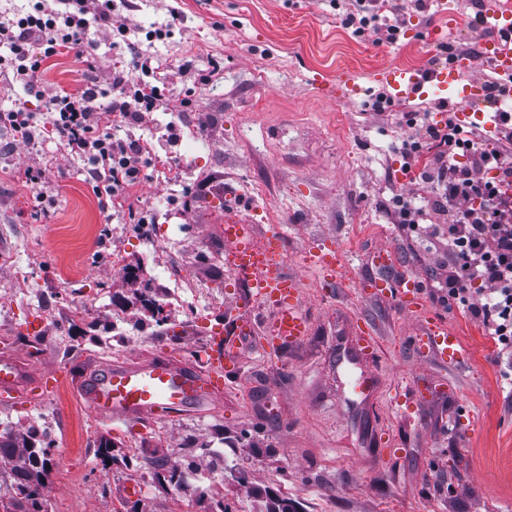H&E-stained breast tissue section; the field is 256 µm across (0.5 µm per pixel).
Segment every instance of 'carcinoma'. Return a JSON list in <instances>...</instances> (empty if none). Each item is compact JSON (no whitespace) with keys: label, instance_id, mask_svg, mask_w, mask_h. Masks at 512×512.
Returning a JSON list of instances; mask_svg holds the SVG:
<instances>
[{"label":"carcinoma","instance_id":"1","mask_svg":"<svg viewBox=\"0 0 512 512\" xmlns=\"http://www.w3.org/2000/svg\"><path fill=\"white\" fill-rule=\"evenodd\" d=\"M49 447H18L12 436L0 434V464L14 474L10 485L0 487V504L12 506L16 512H45L40 489L46 471Z\"/></svg>","mask_w":512,"mask_h":512}]
</instances>
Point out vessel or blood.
Listing matches in <instances>:
<instances>
[{"label":"vessel or blood","instance_id":"vessel-or-blood-1","mask_svg":"<svg viewBox=\"0 0 512 512\" xmlns=\"http://www.w3.org/2000/svg\"><path fill=\"white\" fill-rule=\"evenodd\" d=\"M484 56L498 73L512 76V38L485 43ZM473 65V58L462 54L450 70L434 71L428 78L400 67L383 68L375 78L399 98L444 97L456 74L469 71ZM284 247L281 231L271 229L266 238V260L257 264L253 273L251 297L271 312L274 340L299 344L309 334V320L302 302L303 281L289 275L282 266ZM340 262V255L314 249L306 257L307 267L322 274L337 271ZM391 286L403 312L425 308L426 296L418 281L403 278ZM416 345L420 354H433L451 365L466 357L459 336L438 323L432 324ZM75 384L91 411L104 421L149 423L188 410L206 412L213 409L223 391L224 338L221 332H213L206 348L190 362L171 356L113 362L76 375ZM53 386V371L36 372L15 359H0L1 400L9 402L15 394L28 395Z\"/></svg>","mask_w":512,"mask_h":512}]
</instances>
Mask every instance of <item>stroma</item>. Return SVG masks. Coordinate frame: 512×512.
Listing matches in <instances>:
<instances>
[{
    "label": "stroma",
    "instance_id": "1",
    "mask_svg": "<svg viewBox=\"0 0 512 512\" xmlns=\"http://www.w3.org/2000/svg\"><path fill=\"white\" fill-rule=\"evenodd\" d=\"M128 41L149 55L165 82L153 122L119 136L152 138L172 164H155L130 190L129 208L100 197L84 165L52 141L25 143L0 127V355L31 350L25 327L42 302L79 305L61 315L60 345L36 358L57 388L34 404L0 401V431L23 439L39 424L52 444L41 494L47 512H268L285 500L296 512H512V388L496 350L459 310L429 300L407 315L390 296L361 293L364 280L416 279L432 288L430 238L403 231L392 196L432 194L417 170L403 171L398 148L414 135L410 112L435 111V98L398 99L374 75L388 66L447 68L451 55L496 34L476 14L512 0H389L403 21L396 42L342 23L356 0H112ZM163 38H153L156 29ZM450 45L451 54L441 53ZM118 54L90 28L85 46L47 59L38 91L0 80V110L20 105L46 115L51 94L108 87ZM353 78L350 98L334 97ZM179 140L168 145L167 122ZM42 169L39 185L26 174ZM232 194L222 211L199 201ZM154 210L151 237L132 232L138 211ZM246 222L255 241L278 227L289 273L304 278L311 333L298 346H270V320L220 275L228 252L213 243L218 225ZM175 241L169 256L159 244ZM119 247L126 273L96 262ZM314 247L338 250L345 266L332 287L307 269ZM395 253L383 268L374 254ZM214 278L193 305L155 315L138 300L145 284ZM192 316L196 336L171 330ZM456 331L467 349L451 367L421 358L413 340L431 322ZM377 341L360 368L366 397L349 401L351 378L337 368L338 346L357 342L360 323ZM120 324L122 335L112 326ZM224 327V350L239 362L224 380V410L152 424L99 422L70 374L134 355L189 360ZM109 448V465L97 457ZM152 459L193 464L192 488L176 494Z\"/></svg>",
    "mask_w": 512,
    "mask_h": 512
}]
</instances>
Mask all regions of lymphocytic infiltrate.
<instances>
[{"label":"lymphocytic infiltrate","instance_id":"obj_1","mask_svg":"<svg viewBox=\"0 0 512 512\" xmlns=\"http://www.w3.org/2000/svg\"><path fill=\"white\" fill-rule=\"evenodd\" d=\"M85 0H35L19 18L0 19V72L35 88L44 59L59 48L83 43L89 28ZM41 38L42 56L31 55L29 41ZM141 78L128 75L123 62L112 67L117 94L104 102L101 88L54 94L51 116L40 124L34 113L15 108L0 113V125L25 141L49 139L82 158L99 196L124 205L123 193L145 179L157 154L151 140L116 136L115 128L142 125L157 111L163 93L149 79L152 59L132 51ZM497 137L464 130L455 115L434 122L422 117L415 137L399 152L413 163L423 150L433 156L421 172L434 194L424 199L396 196L393 208L403 228L436 242L431 276L434 297L475 321L495 345L505 366L501 377L512 385V112L497 114Z\"/></svg>","mask_w":512,"mask_h":512}]
</instances>
